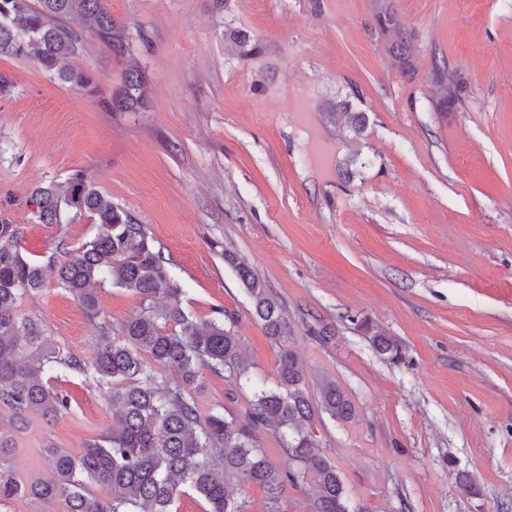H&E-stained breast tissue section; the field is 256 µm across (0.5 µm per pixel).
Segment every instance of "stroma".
Wrapping results in <instances>:
<instances>
[{
	"label": "stroma",
	"mask_w": 512,
	"mask_h": 512,
	"mask_svg": "<svg viewBox=\"0 0 512 512\" xmlns=\"http://www.w3.org/2000/svg\"><path fill=\"white\" fill-rule=\"evenodd\" d=\"M134 35L117 64L88 33L66 59L90 73L70 90L31 61L0 56V219L25 230L45 269L21 315L41 319L63 352L90 358L98 330L51 271L99 233L87 214L39 223L36 187L85 172L145 225L183 305L234 314L253 383L275 386L279 347L253 315L233 252L279 300L305 365V390L336 381L354 420L315 418L323 454L352 507L370 512H512V0H109ZM256 51L241 55L236 32ZM405 39L413 63L391 53ZM146 72L147 106L106 102L124 67ZM464 91L446 111L445 87ZM364 112L355 133L341 100ZM120 325L137 294L97 292ZM323 329L327 338L314 336ZM396 338L403 359L377 353ZM70 407L29 414L14 465L44 476L46 442L79 453L112 424L109 390L60 372ZM202 412L243 416L252 390L203 373ZM248 512H314L287 487L269 504L233 484Z\"/></svg>",
	"instance_id": "1"
}]
</instances>
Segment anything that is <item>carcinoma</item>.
<instances>
[{
    "instance_id": "1",
    "label": "carcinoma",
    "mask_w": 512,
    "mask_h": 512,
    "mask_svg": "<svg viewBox=\"0 0 512 512\" xmlns=\"http://www.w3.org/2000/svg\"><path fill=\"white\" fill-rule=\"evenodd\" d=\"M109 0H0V56L33 60L72 90L92 93L96 83L86 72L62 62L78 55L85 27L107 42L116 60L131 50V36L112 17ZM145 75L123 72L112 97V111L139 112ZM41 224H60L65 213H85L102 227L92 241L63 252L55 270L58 285L77 299L88 317L99 321L94 355L85 360L65 354L45 335L34 317L18 314L19 299L41 290L43 271L22 254L24 229L0 224V404L8 408L14 429L37 413L51 421L69 406V398L47 380L61 370L95 375L112 385V428L89 441L80 453L48 442L42 454L48 477L23 481L12 466L16 445L0 431V508L17 499L53 505L65 512H171L181 487L193 489L206 512H247L230 485L238 479L261 487L275 504L285 488L308 486L315 512L351 510L336 466L319 451L312 430L313 408L303 390L306 371L293 349L283 346L291 327L281 305L252 268L224 252L249 296L267 336L281 345L274 388L253 386L252 410L240 419L215 411L202 415L193 397L200 374L208 371L242 386L245 367L236 319L227 312L201 320L182 303L183 289L169 275L162 252L131 212L106 200L81 171L64 185L37 187L32 194ZM110 283L139 295L140 308L115 327L101 319L96 287ZM378 352L402 359L400 343L374 336ZM177 376L167 378L162 370ZM318 410L349 421L355 408L335 381L320 383ZM278 435L287 464H272L255 444V432ZM218 455L220 466L210 457ZM103 485L112 497L93 495Z\"/></svg>"
}]
</instances>
